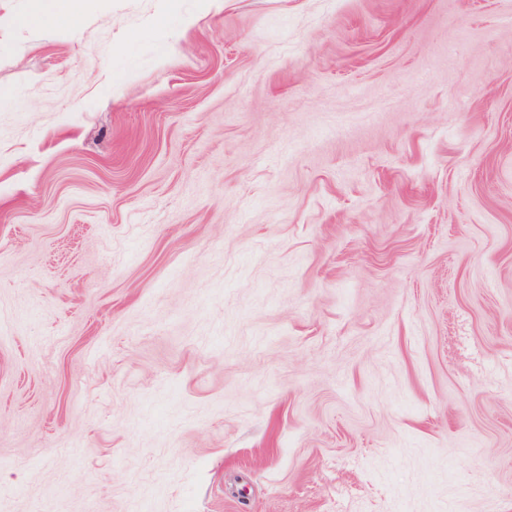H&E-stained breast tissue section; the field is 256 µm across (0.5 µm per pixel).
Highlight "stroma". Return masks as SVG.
Returning a JSON list of instances; mask_svg holds the SVG:
<instances>
[{"instance_id":"obj_1","label":"stroma","mask_w":512,"mask_h":512,"mask_svg":"<svg viewBox=\"0 0 512 512\" xmlns=\"http://www.w3.org/2000/svg\"><path fill=\"white\" fill-rule=\"evenodd\" d=\"M0 30V512H512V0H99Z\"/></svg>"}]
</instances>
